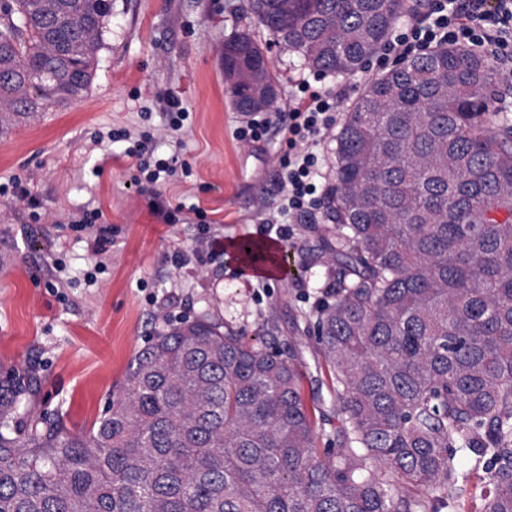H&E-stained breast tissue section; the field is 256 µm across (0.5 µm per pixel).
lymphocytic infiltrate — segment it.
<instances>
[{"instance_id":"1","label":"lymphocytic infiltrate","mask_w":512,"mask_h":512,"mask_svg":"<svg viewBox=\"0 0 512 512\" xmlns=\"http://www.w3.org/2000/svg\"><path fill=\"white\" fill-rule=\"evenodd\" d=\"M438 44H463L481 50L497 66L502 84L511 88L512 0H429L405 31L391 37L385 48L395 56L404 57ZM337 102V94L315 91L309 83L297 82L288 98L287 110L275 114L249 113L236 131L238 141L246 146L260 143L271 127L287 131L288 157L281 163L280 176L284 187L283 208L293 219L310 214L323 198L314 148L334 125ZM153 140V134L148 132L129 137L125 155L131 161L130 181L150 191L154 214L164 223L177 224L185 204H171L156 185L177 173L178 158L156 157ZM100 218V212L94 209L69 215L66 221L97 257L106 254L112 243V227L101 223Z\"/></svg>"}]
</instances>
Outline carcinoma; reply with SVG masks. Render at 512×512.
I'll use <instances>...</instances> for the list:
<instances>
[{
  "label": "carcinoma",
  "mask_w": 512,
  "mask_h": 512,
  "mask_svg": "<svg viewBox=\"0 0 512 512\" xmlns=\"http://www.w3.org/2000/svg\"><path fill=\"white\" fill-rule=\"evenodd\" d=\"M313 70L352 76L410 0H249ZM112 0H0V112L92 84ZM278 88L250 32L224 44L246 113ZM497 73L440 45L375 75L336 133V236L316 348L343 425L333 457L305 361L202 314L152 337L81 433L24 428L31 378L0 365V512H442L483 469V512H512V121Z\"/></svg>",
  "instance_id": "1"
}]
</instances>
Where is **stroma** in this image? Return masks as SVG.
<instances>
[{"label":"stroma","mask_w":512,"mask_h":512,"mask_svg":"<svg viewBox=\"0 0 512 512\" xmlns=\"http://www.w3.org/2000/svg\"><path fill=\"white\" fill-rule=\"evenodd\" d=\"M246 0H113L89 92L79 101L49 105L34 114L0 112V185L29 179L41 206L0 193V364L32 371L39 379L30 416H50L73 433L100 415L133 355L163 330L150 294L165 296L171 314L208 313L246 338L274 337L280 345L306 335L322 286L332 269L322 237L335 224L329 208L292 227L283 278L255 275L243 266L238 244L261 236L276 216L283 186L282 136L243 147L235 130L244 119L232 103L222 69L224 42L256 29ZM257 31L272 59L279 103L288 83L319 78L321 87L341 91L346 113L379 71L371 61L352 77L316 75L301 59ZM172 93L188 110L181 131L162 140L191 169L162 189L176 204L197 206L224 242L223 255L205 271L191 268L167 276L164 256L191 247L196 227L165 224L151 211L150 192L132 186L122 143L102 171L93 165L98 133L150 130L164 118L156 98ZM102 210L112 226V246L95 267L77 234L56 217L81 209ZM95 271L97 283L84 281ZM62 279L53 288L54 279ZM327 376L305 383L304 396L321 416L324 437L341 424L329 402Z\"/></svg>","instance_id":"obj_1"}]
</instances>
